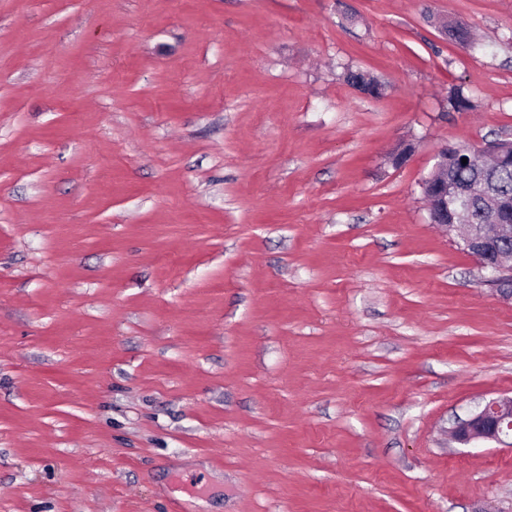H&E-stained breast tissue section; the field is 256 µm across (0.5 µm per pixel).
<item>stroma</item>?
<instances>
[{
	"label": "stroma",
	"mask_w": 512,
	"mask_h": 512,
	"mask_svg": "<svg viewBox=\"0 0 512 512\" xmlns=\"http://www.w3.org/2000/svg\"><path fill=\"white\" fill-rule=\"evenodd\" d=\"M497 138L512 0H0V512H512L448 436L512 301L421 189Z\"/></svg>",
	"instance_id": "stroma-1"
}]
</instances>
